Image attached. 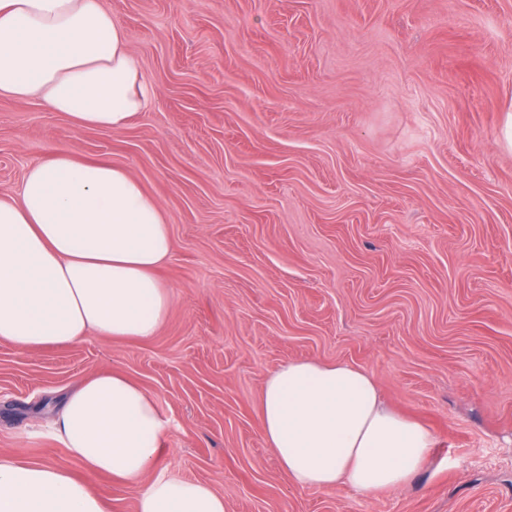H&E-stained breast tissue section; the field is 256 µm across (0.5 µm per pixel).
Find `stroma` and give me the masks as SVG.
<instances>
[{
  "label": "stroma",
  "instance_id": "1",
  "mask_svg": "<svg viewBox=\"0 0 512 512\" xmlns=\"http://www.w3.org/2000/svg\"><path fill=\"white\" fill-rule=\"evenodd\" d=\"M154 96L125 129L0 97V195L51 146L124 167L175 241L155 336L0 342V457L50 460L109 512L46 406L99 370L151 393L161 466L224 512H512V0H104ZM347 361L436 437L406 485L290 483L267 374Z\"/></svg>",
  "mask_w": 512,
  "mask_h": 512
}]
</instances>
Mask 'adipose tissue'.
<instances>
[{
	"label": "adipose tissue",
	"mask_w": 512,
	"mask_h": 512,
	"mask_svg": "<svg viewBox=\"0 0 512 512\" xmlns=\"http://www.w3.org/2000/svg\"><path fill=\"white\" fill-rule=\"evenodd\" d=\"M0 95L39 97L79 127L118 131L152 99L124 28L103 0H0ZM175 242L156 198L126 169L49 148L0 196V342L30 352L155 336L170 309L158 271ZM261 434L288 481L368 496L408 483L433 444L346 362L271 372ZM54 437L91 471L141 487L136 512H224L204 482L159 472L167 431L156 399L117 371L63 395ZM0 512H107L87 482L49 461L0 458Z\"/></svg>",
	"instance_id": "ef3b65f1"
}]
</instances>
